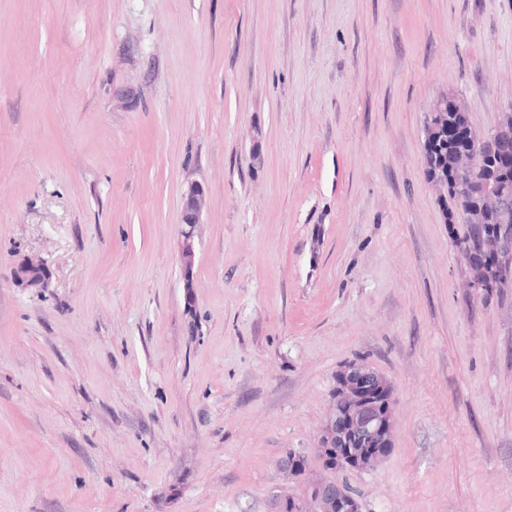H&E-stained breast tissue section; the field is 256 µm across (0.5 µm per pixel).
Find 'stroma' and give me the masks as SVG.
<instances>
[{
    "label": "stroma",
    "instance_id": "1",
    "mask_svg": "<svg viewBox=\"0 0 512 512\" xmlns=\"http://www.w3.org/2000/svg\"><path fill=\"white\" fill-rule=\"evenodd\" d=\"M445 96L512 113V0H0V512H273L357 359L395 393L366 512H512V288L424 174ZM204 203L203 187L197 182H190L183 194L178 230L184 288H192V271L196 251L195 228L201 224Z\"/></svg>",
    "mask_w": 512,
    "mask_h": 512
}]
</instances>
